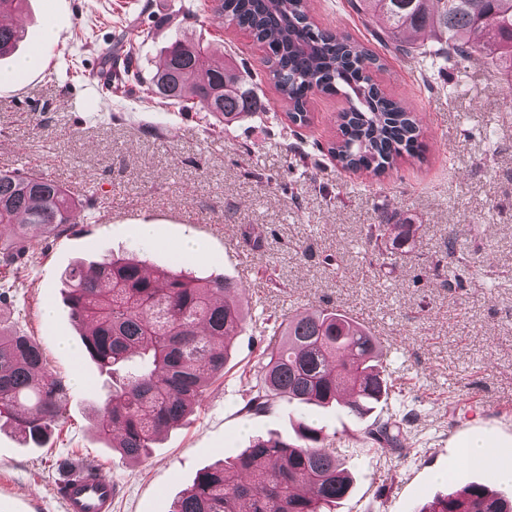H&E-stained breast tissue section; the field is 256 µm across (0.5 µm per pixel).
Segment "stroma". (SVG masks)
I'll use <instances>...</instances> for the list:
<instances>
[{
  "label": "stroma",
  "mask_w": 512,
  "mask_h": 512,
  "mask_svg": "<svg viewBox=\"0 0 512 512\" xmlns=\"http://www.w3.org/2000/svg\"><path fill=\"white\" fill-rule=\"evenodd\" d=\"M212 5L27 0L16 14L24 39L0 58V170L39 171L71 196L96 194L98 206L73 210L70 230L0 272L13 294L9 323L71 384L66 419L43 447L0 428V512H65L64 461L112 480V512H169L200 470L254 437H294L302 422L323 430L354 478L338 512H419L472 482L511 498L512 483L464 465L461 453L480 439L512 465V78L484 58L429 67L415 52L387 54L375 81L410 104L426 133L423 161L403 159L380 177L341 169L327 154L343 100L314 95L311 121L298 127L266 80L264 108L228 124L121 85L89 111L85 89L109 48L119 60L133 52L146 78L176 37L207 47L212 64L261 72V45L215 21ZM309 10L320 26L377 48L373 23L348 0H310ZM36 49L40 65L22 68ZM369 224L417 225L410 253L378 254ZM452 246L467 267L449 264ZM109 252L151 271L182 267L248 284L247 320L223 378L141 463L90 430L107 377L84 354L61 292L66 268ZM311 306L340 311L382 343L395 387L370 419L410 416L401 447L372 444L369 419L340 407L280 402L244 412L272 327Z\"/></svg>",
  "instance_id": "obj_1"
}]
</instances>
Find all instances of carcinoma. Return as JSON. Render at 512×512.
I'll use <instances>...</instances> for the list:
<instances>
[{"mask_svg": "<svg viewBox=\"0 0 512 512\" xmlns=\"http://www.w3.org/2000/svg\"><path fill=\"white\" fill-rule=\"evenodd\" d=\"M369 16L376 38L402 54L409 29L435 33L436 45L421 50L434 62L481 56L512 74V0H349ZM217 17L249 32L265 49L262 65L290 121L309 120L316 92L340 95L349 108L337 116L340 135L328 153L343 169L380 176L407 154L422 159L423 128L401 100L385 96L372 72L381 57L347 34L322 28L307 0H217ZM22 31L0 27V57L16 47ZM125 75L167 103L190 97L209 115L227 122L255 111L262 101L248 66L214 67L207 50L180 38L167 48L164 66L146 81L127 65ZM195 83L186 95L185 77ZM92 212L97 197L72 200L57 182L34 171L0 170V225L12 227L0 246V267L33 257L39 238L70 226L76 205ZM411 224H369L368 243L408 253ZM62 290L73 321L86 328L88 357L111 379L94 409L92 430L122 459H146L163 431L182 424L214 381L224 377L229 343L244 320L241 305L228 298L236 284L222 274L201 279L183 270L157 275L133 258L103 255L89 270L68 268ZM278 342L259 354L262 383L244 406L265 413L276 400L289 404H336V385L350 386L343 404L358 419L392 390L383 349L360 323L335 310L313 308L286 316L274 330ZM69 388L55 378L38 343L0 324V423L10 424L39 446L65 420ZM404 421L377 419L368 439L402 443ZM350 478L321 430L299 425L293 441L252 439L248 448L199 472L174 501L171 512H334L349 492ZM418 512H512V499L480 483L437 497Z\"/></svg>", "mask_w": 512, "mask_h": 512, "instance_id": "cac0c4a2", "label": "carcinoma"}]
</instances>
